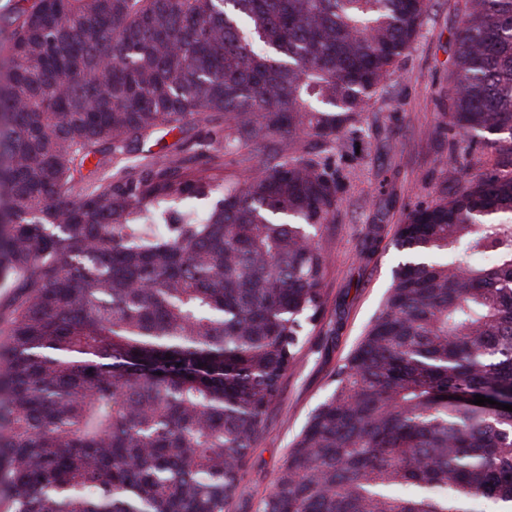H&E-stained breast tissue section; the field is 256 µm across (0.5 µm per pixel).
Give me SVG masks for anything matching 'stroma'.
I'll list each match as a JSON object with an SVG mask.
<instances>
[{
    "label": "stroma",
    "mask_w": 512,
    "mask_h": 512,
    "mask_svg": "<svg viewBox=\"0 0 512 512\" xmlns=\"http://www.w3.org/2000/svg\"><path fill=\"white\" fill-rule=\"evenodd\" d=\"M465 0H430L422 29L395 67L388 92L371 100L364 131L347 138L335 156L346 179L336 212V234L323 284L336 333L309 336L281 395L250 452L236 505L266 495L295 435L331 389V375L378 311L403 259L392 234L415 208L434 204L479 180L497 161L487 149L450 144L444 133L454 92L455 34ZM381 224L386 235L370 264L358 256L361 231Z\"/></svg>",
    "instance_id": "stroma-1"
}]
</instances>
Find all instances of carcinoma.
Wrapping results in <instances>:
<instances>
[{
	"mask_svg": "<svg viewBox=\"0 0 512 512\" xmlns=\"http://www.w3.org/2000/svg\"><path fill=\"white\" fill-rule=\"evenodd\" d=\"M429 2L0 10V512H231L326 318L342 182L322 155L363 131ZM452 76V128L497 166L398 225L405 261L252 512L512 506V412L472 403L512 402V0H466ZM214 117L200 149L275 163L126 172L131 145ZM267 153L262 149L245 150L232 156H222L224 174H235L241 178L247 176L261 162L265 161Z\"/></svg>",
	"mask_w": 512,
	"mask_h": 512,
	"instance_id": "carcinoma-1",
	"label": "carcinoma"
}]
</instances>
